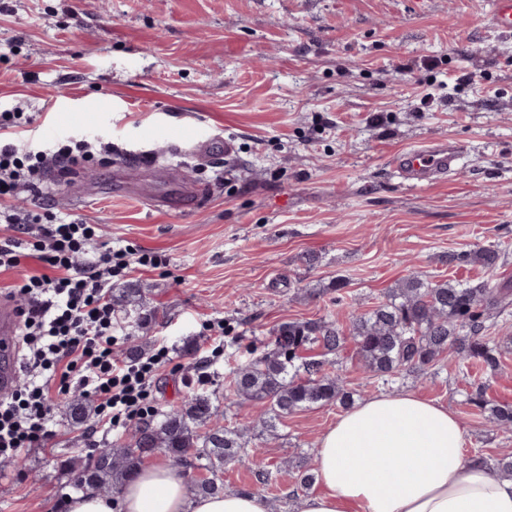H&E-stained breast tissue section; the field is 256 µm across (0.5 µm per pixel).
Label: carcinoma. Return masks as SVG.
<instances>
[{
	"mask_svg": "<svg viewBox=\"0 0 512 512\" xmlns=\"http://www.w3.org/2000/svg\"><path fill=\"white\" fill-rule=\"evenodd\" d=\"M498 245L473 251L450 252L448 266L478 265L492 271L505 258ZM145 303L143 289L132 285L112 289V306L139 309ZM512 308V287H491L485 282L434 283L414 275L387 289L384 298L370 311L354 314L349 324L317 319L281 323L266 348L234 368L224 379V400L262 402L268 417L264 431L273 433L277 420L306 408L348 407L351 396L345 391L342 376L336 371L339 354L347 340L355 345V354L364 368L390 380L405 372H423L440 355L452 351L459 360L478 363L486 369L497 366L496 348L486 336L491 313H505ZM318 347L322 353L304 357L302 352ZM216 395L200 390L180 407L158 415L140 427L132 442L116 449L96 445L87 458L72 463L75 478L72 488L112 489L120 492L126 479L135 472L143 458L160 453L176 468L189 474L203 469L210 476L190 478L196 494L213 495L224 491L218 472L224 464L242 462L249 457L242 443L243 430L237 427H209L217 416ZM476 408L489 412V419L501 427L512 428V405L496 404L486 399L481 387L468 395ZM71 423L78 425L89 418L91 408L83 394L62 400Z\"/></svg>",
	"mask_w": 512,
	"mask_h": 512,
	"instance_id": "cac0c4a2",
	"label": "carcinoma"
}]
</instances>
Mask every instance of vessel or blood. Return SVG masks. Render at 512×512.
Masks as SVG:
<instances>
[{"mask_svg": "<svg viewBox=\"0 0 512 512\" xmlns=\"http://www.w3.org/2000/svg\"><path fill=\"white\" fill-rule=\"evenodd\" d=\"M493 27L503 34H512V0H494L491 14ZM232 146L221 136L192 135L187 152L198 160H207L219 153H231ZM460 147L451 139L406 148L391 159L394 172L407 185L425 188L447 181L457 168ZM20 317L13 302L0 298V395L10 393L18 378L14 336Z\"/></svg>", "mask_w": 512, "mask_h": 512, "instance_id": "b4317fda", "label": "vessel or blood"}]
</instances>
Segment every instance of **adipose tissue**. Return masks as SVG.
Segmentation results:
<instances>
[{"mask_svg":"<svg viewBox=\"0 0 512 512\" xmlns=\"http://www.w3.org/2000/svg\"><path fill=\"white\" fill-rule=\"evenodd\" d=\"M464 431L446 405L410 392L364 399L321 436L320 491L295 512H512V478L464 457ZM69 512H269L255 492L196 495L166 462L141 467L118 498L80 494Z\"/></svg>","mask_w":512,"mask_h":512,"instance_id":"obj_1","label":"adipose tissue"}]
</instances>
